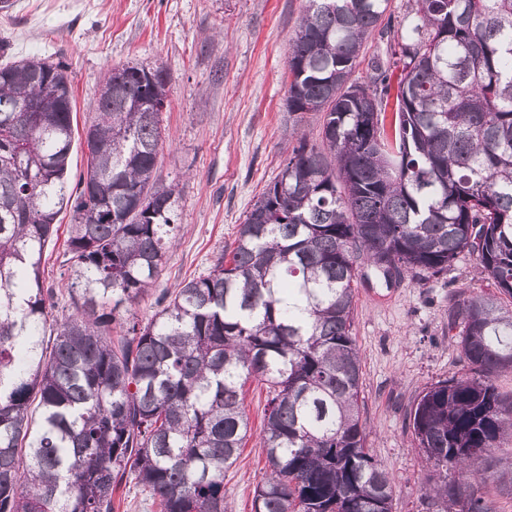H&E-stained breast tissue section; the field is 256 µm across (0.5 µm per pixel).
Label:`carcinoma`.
Masks as SVG:
<instances>
[{
    "mask_svg": "<svg viewBox=\"0 0 512 512\" xmlns=\"http://www.w3.org/2000/svg\"><path fill=\"white\" fill-rule=\"evenodd\" d=\"M411 2L364 85L350 75L388 0H308L286 109L294 129L322 113L320 143L297 138L234 248L144 324L117 305L148 292L175 243L179 194L156 185L166 73L108 69L72 187L65 64L0 66V101L39 108L0 113V512H115L132 482L159 512H228L251 378L267 389L254 512H392L361 416L358 268L389 283L465 253L497 289L448 306L472 376L427 388L409 417L438 473L427 492L492 512L473 487L485 474L448 473L512 441L492 382L512 371V0ZM64 210L74 312L52 319L41 265Z\"/></svg>",
    "mask_w": 512,
    "mask_h": 512,
    "instance_id": "obj_1",
    "label": "carcinoma"
}]
</instances>
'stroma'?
I'll return each instance as SVG.
<instances>
[{"label": "stroma", "instance_id": "obj_1", "mask_svg": "<svg viewBox=\"0 0 512 512\" xmlns=\"http://www.w3.org/2000/svg\"><path fill=\"white\" fill-rule=\"evenodd\" d=\"M306 0H15L0 13V64L32 56L61 60L73 88L76 124H84L108 68L127 63L162 68L169 97L158 178L178 184V234L152 287L129 307L147 320L162 295L204 275L234 246L240 224L278 175L298 135L320 139V113L299 130L286 121L288 39ZM69 214L42 260L43 279L57 302L54 316L72 311L65 274ZM475 257L425 277L403 273L385 284L361 265L355 285L353 334L361 354L367 446L386 469L392 512H457L425 488L436 473L412 435L415 399L437 382L468 376L470 368L448 335L451 301L492 292ZM267 393L248 380L242 407L251 431L238 459L224 471L230 512H252L266 469L260 445ZM481 487L493 512H512V449L495 451Z\"/></svg>", "mask_w": 512, "mask_h": 512}]
</instances>
